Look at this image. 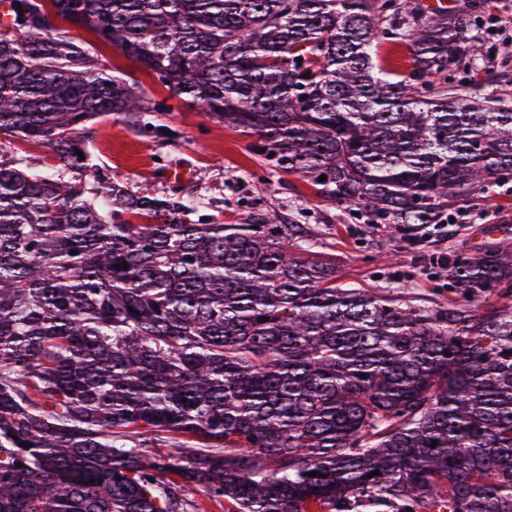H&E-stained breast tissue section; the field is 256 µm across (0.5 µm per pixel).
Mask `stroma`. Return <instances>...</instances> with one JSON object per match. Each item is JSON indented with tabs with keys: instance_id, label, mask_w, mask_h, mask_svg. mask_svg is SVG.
Here are the masks:
<instances>
[{
	"instance_id": "35a3bbf8",
	"label": "stroma",
	"mask_w": 512,
	"mask_h": 512,
	"mask_svg": "<svg viewBox=\"0 0 512 512\" xmlns=\"http://www.w3.org/2000/svg\"><path fill=\"white\" fill-rule=\"evenodd\" d=\"M442 2L452 16L466 20L477 38V59H462L448 70L449 81L477 74L494 95L512 100V0H486L479 17L469 0H420L425 9ZM91 55L110 71L139 82L160 109L153 120L177 129L176 141L146 137L121 116L98 117L86 143L94 163L111 181L136 193L165 196L186 187L207 204V214L227 224H256L275 214L301 225L309 256L336 262V278L346 288L387 292L400 303L445 305L455 299L443 271L458 256H473L512 243V182L466 201L449 204L439 223L409 234H390L372 223L366 210L343 208L317 197L308 182L265 163L251 147L252 136L204 118L199 107L173 96L140 66L89 31L71 28ZM20 159L41 170L53 165L50 148L0 133V158Z\"/></svg>"
}]
</instances>
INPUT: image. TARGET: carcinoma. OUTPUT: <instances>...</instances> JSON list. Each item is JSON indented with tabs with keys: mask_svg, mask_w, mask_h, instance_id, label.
Returning <instances> with one entry per match:
<instances>
[{
	"mask_svg": "<svg viewBox=\"0 0 512 512\" xmlns=\"http://www.w3.org/2000/svg\"><path fill=\"white\" fill-rule=\"evenodd\" d=\"M12 9L0 132L48 145L57 172L0 160V512H187L191 486L228 512H512V249L449 264L448 306H403L336 285L298 224L108 181L95 117L177 132L51 17L396 232L512 172V103L448 83L478 51L466 22L417 0ZM397 41L406 72L379 64ZM166 433L178 447L142 449Z\"/></svg>",
	"mask_w": 512,
	"mask_h": 512,
	"instance_id": "cac0c4a2",
	"label": "carcinoma"
}]
</instances>
